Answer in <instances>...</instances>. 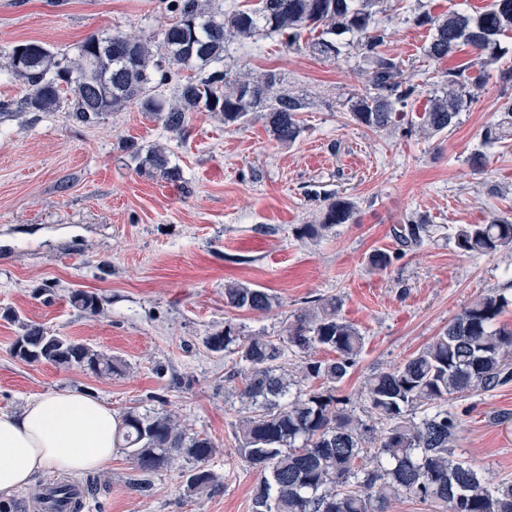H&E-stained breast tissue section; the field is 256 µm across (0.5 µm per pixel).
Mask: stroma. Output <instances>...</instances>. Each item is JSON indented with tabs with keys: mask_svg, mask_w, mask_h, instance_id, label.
<instances>
[{
	"mask_svg": "<svg viewBox=\"0 0 512 512\" xmlns=\"http://www.w3.org/2000/svg\"><path fill=\"white\" fill-rule=\"evenodd\" d=\"M415 1L392 5L384 46L420 86L405 108L412 119L448 70L473 62L467 47L439 63L427 58L431 30L406 21ZM168 2L0 0V99L26 91L6 68L4 54L15 44L38 42L71 56L94 33L149 37L174 22ZM316 39L306 32L289 48L261 32L228 63L236 72L276 71L285 89L308 98L291 144L273 140L263 122L228 128L208 112L193 113L183 133L170 132L135 106L88 127L63 110L0 122V411L80 391L118 415L133 407L174 412L188 432L217 446L209 467L219 492L186 496L187 466L143 477L120 451L96 474L90 512H252L258 474L236 451V357L205 345L225 325L279 339L311 301L338 299L364 338L337 391L359 417L367 379L402 365L487 289L507 300L497 326L512 328V246L492 257L455 247L459 226L512 216V139L485 145L480 138L512 97V83L497 77L512 67V34L475 100L430 138L355 123L345 102L362 91L366 68L356 43L340 36L342 55L333 60L312 51ZM128 137L167 147L180 181L138 174L120 149ZM477 150L480 168L470 163ZM332 196L354 204V223L304 234V225L321 223ZM410 219L426 226L416 245L401 238ZM377 252L390 255L387 269L371 265ZM230 282L267 289L272 308L229 307ZM77 289L101 297L99 315L72 306ZM23 322L106 353L119 372L13 357ZM448 409L459 421L456 454L512 480V382L458 395Z\"/></svg>",
	"mask_w": 512,
	"mask_h": 512,
	"instance_id": "1",
	"label": "stroma"
}]
</instances>
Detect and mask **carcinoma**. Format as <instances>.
Wrapping results in <instances>:
<instances>
[{
	"label": "carcinoma",
	"instance_id": "1",
	"mask_svg": "<svg viewBox=\"0 0 512 512\" xmlns=\"http://www.w3.org/2000/svg\"><path fill=\"white\" fill-rule=\"evenodd\" d=\"M211 2L171 0L175 21L156 41L121 31L93 34L69 60L36 42L15 45L8 66L25 81L28 93L0 100V119L55 112L65 105L75 121L90 125L136 105L172 132H184L190 113L211 112L226 127L262 120L276 141L291 144L302 132L299 115L308 108L306 98L284 90L273 71L231 77L226 69H211L224 61L230 43L261 30L292 47L303 30L320 27L324 37L313 46L334 58L341 54L335 37H355L367 62L366 81L364 90L349 98L348 109L363 127L384 130L401 125L406 117L402 108L419 94V85L404 74L401 62L382 50L385 29L378 14L390 0H256L230 12L209 6ZM406 21L433 30L426 48L431 60L439 62L468 46L475 63L487 66L508 52L501 37L512 33V0H491L472 14L451 11L434 17L422 10ZM174 68L190 74L176 83V102L171 104L159 88L170 83ZM480 88L481 77L469 76L464 68L448 73L429 96L419 132L427 137L443 133ZM500 112L501 119L482 132L486 144L512 136L511 98L500 105ZM122 150L140 171L180 179L163 148L145 152L128 139ZM354 214V204L338 198L328 204L322 223L304 225L303 233L349 224ZM455 243L464 255L492 257L512 244V217L466 224L457 230ZM273 301L260 288L240 283L224 288V302L239 310L267 311ZM71 302L89 316L101 310L100 297L82 290L72 293ZM504 304L496 291L486 292L416 355L368 379V413L387 424L369 449L363 442L370 426L342 407L335 395L356 365L363 341L360 331L340 315L337 299L320 300L302 312L289 325L285 340L242 337L230 325L207 337L209 350L235 354L245 366L237 391L245 410L237 451L259 474L253 512H388L391 500L401 496L432 503L440 512H512V482L493 483L454 455L458 422L445 408L452 395L512 380V329L495 327ZM289 345L304 354L295 375L283 363ZM318 348L335 357L307 356ZM11 353L29 363L84 368L97 375L117 371L112 358L42 326L22 325ZM117 440L143 475L182 460L193 463L186 478L189 497L219 487L208 468L215 444L206 436L188 433L171 412L124 411Z\"/></svg>",
	"mask_w": 512,
	"mask_h": 512
}]
</instances>
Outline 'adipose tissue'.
Returning <instances> with one entry per match:
<instances>
[{
    "mask_svg": "<svg viewBox=\"0 0 512 512\" xmlns=\"http://www.w3.org/2000/svg\"><path fill=\"white\" fill-rule=\"evenodd\" d=\"M118 419L107 404L79 392H51L19 411L0 412V497L45 471L102 470L116 453Z\"/></svg>",
    "mask_w": 512,
    "mask_h": 512,
    "instance_id": "1",
    "label": "adipose tissue"
}]
</instances>
